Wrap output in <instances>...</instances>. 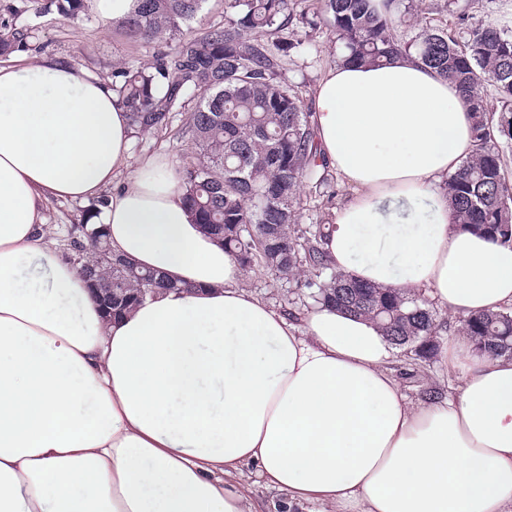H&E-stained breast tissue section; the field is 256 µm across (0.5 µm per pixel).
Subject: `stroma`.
I'll list each match as a JSON object with an SVG mask.
<instances>
[{"mask_svg": "<svg viewBox=\"0 0 512 512\" xmlns=\"http://www.w3.org/2000/svg\"><path fill=\"white\" fill-rule=\"evenodd\" d=\"M294 13L288 23L290 44L284 60L285 76L297 92L305 111H313V91L325 71L340 61L344 47L332 27V18L321 0H293ZM45 0H0V32L28 30L29 35L15 45L29 62L53 55L92 75L111 79L117 65L139 66L168 52L164 41H134L127 37L120 21L101 16L93 0H83L77 19L68 20L57 10L44 7ZM392 32L399 42H407L424 28H437L457 39H464L471 24L483 22L512 30V0H394L390 12ZM183 115H175L165 136L133 138L131 164L161 155L184 164L195 151L193 142L182 135ZM329 202L312 194H302L298 204L300 226L322 224L343 205L349 192L338 176H331L326 188ZM87 205L78 201L49 202L47 224L59 243L76 237V224L83 220ZM247 291L266 301L288 317L300 320L315 303L310 289L294 280L279 279L265 269H257L242 282ZM393 369L404 393L419 396L424 386L433 384L449 395H457L461 381L446 375L438 359H418L411 348L398 349Z\"/></svg>", "mask_w": 512, "mask_h": 512, "instance_id": "obj_1", "label": "stroma"}]
</instances>
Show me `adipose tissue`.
Here are the masks:
<instances>
[{
    "mask_svg": "<svg viewBox=\"0 0 512 512\" xmlns=\"http://www.w3.org/2000/svg\"><path fill=\"white\" fill-rule=\"evenodd\" d=\"M313 100L350 192L330 267L464 319L512 307V245L451 224L440 187L474 151L459 87L397 56L336 63ZM133 134L109 81L0 66V512H260L247 466L289 512H512V357L448 339L458 395L408 400L372 322L321 305L298 323L241 287L182 169L131 168ZM106 188L113 253L178 285L116 320L43 218Z\"/></svg>",
    "mask_w": 512,
    "mask_h": 512,
    "instance_id": "1",
    "label": "adipose tissue"
}]
</instances>
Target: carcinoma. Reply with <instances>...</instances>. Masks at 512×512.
Instances as JSON below:
<instances>
[{"label":"carcinoma","mask_w":512,"mask_h":512,"mask_svg":"<svg viewBox=\"0 0 512 512\" xmlns=\"http://www.w3.org/2000/svg\"><path fill=\"white\" fill-rule=\"evenodd\" d=\"M205 0H136L124 20L136 40H164L181 31ZM69 20L81 0H51ZM333 27L352 64L380 63L415 52L465 93L472 112L475 152L450 176L444 191L452 223L491 239L512 243V185L503 174L498 139H512V33L477 24L463 41L443 31L424 30L416 39L396 40L387 16L371 0H324ZM291 0H224V26L201 36L184 35L169 54L115 72L112 83L137 135L167 132L173 113L186 109L185 132L199 149L186 163V201L198 223L233 255L244 274L262 267L282 278L306 277L312 298L375 321L395 347L411 346L432 358L438 324L427 302L399 288H376L329 271L323 240L328 227L296 224L304 187L321 193L328 166L320 154L313 113L305 111L283 77L284 44L272 37L288 28ZM490 82L499 94L500 120L484 95ZM263 235L258 243L254 231ZM70 261L86 280L112 289V302L130 308L178 285L157 272L121 270L89 239L71 246ZM460 330L484 351L512 356V313L488 312L461 321Z\"/></svg>","instance_id":"cac0c4a2"}]
</instances>
